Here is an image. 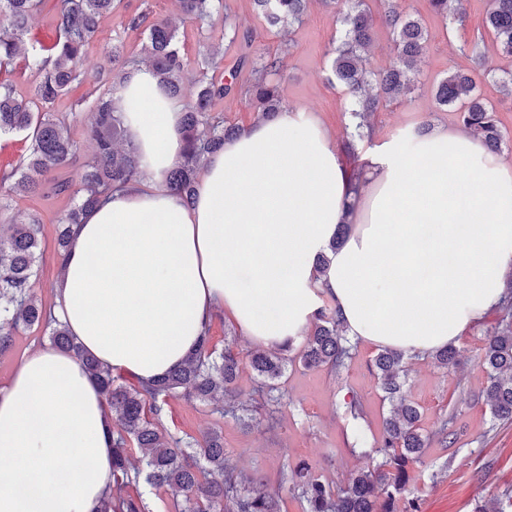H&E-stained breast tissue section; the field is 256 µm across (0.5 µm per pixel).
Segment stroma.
<instances>
[{
  "label": "stroma",
  "mask_w": 512,
  "mask_h": 512,
  "mask_svg": "<svg viewBox=\"0 0 512 512\" xmlns=\"http://www.w3.org/2000/svg\"><path fill=\"white\" fill-rule=\"evenodd\" d=\"M401 9L422 18L429 32L428 49L418 64V87L410 98L387 105L371 117L369 137L359 140L357 152L366 156L374 143L422 124L458 126L455 111L437 109L432 87L451 70H469L471 52H479L495 71H512V57L505 56L485 30L487 0H463V24L445 23L429 10L427 0H398ZM152 8L154 16L177 23L182 52L189 69H196L200 43L224 49L225 62L235 51L224 38V19L232 17L240 29L250 30L270 52L282 53L286 78L281 95L284 103L313 112L331 134L335 145L349 139L355 120L348 110L343 89L330 81L329 51L336 40V19L317 0H310L300 25L290 32L268 31L252 0H222L219 9L204 23L179 21L176 0H122L119 11L102 19L82 73L68 97L54 105L59 113L81 102L90 111L104 91L99 73L110 67L112 44L122 41L126 53H138L142 36L122 30L123 15ZM69 201L64 196L13 195L11 213L39 219L42 260L34 293L45 307L54 304V286L59 276L56 223ZM495 325L493 316L471 325L455 345L460 351L458 369L438 367L430 357L410 358L407 364L409 395L422 412L425 433L436 430L441 417L455 410L456 456L446 475L431 480L430 474L443 461L439 446L428 449L421 467L422 478L415 493L421 512H473L478 498H495L512 490V426H491V413L484 401L487 374L479 362L483 338ZM354 358L342 376L320 369L290 366L279 384L278 402H270L267 389L249 365H242L236 384L238 400L256 419L254 427L221 415L213 404L173 398L164 405L161 422L176 437L201 435L214 428L224 433V446L231 462L246 474L261 478L278 499L282 512H301L287 486L280 483L284 465L306 463L315 475L345 485L351 472L366 467L355 454V425L345 414L350 395L363 401L366 421L362 425L365 444L379 437L382 419L389 406L384 403L371 373L378 349L356 341Z\"/></svg>",
  "instance_id": "1"
}]
</instances>
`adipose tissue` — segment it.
I'll return each instance as SVG.
<instances>
[{"label": "adipose tissue", "mask_w": 512, "mask_h": 512, "mask_svg": "<svg viewBox=\"0 0 512 512\" xmlns=\"http://www.w3.org/2000/svg\"><path fill=\"white\" fill-rule=\"evenodd\" d=\"M116 105L141 178L73 225L54 304L112 370L163 375L220 309L253 342L283 346L326 303L347 336L424 355L512 290V165L469 130H403L369 153L356 192L320 120L286 105L207 157L189 207L167 186L181 103L143 66ZM0 449V512H100L112 495V414L54 346L28 352L0 388Z\"/></svg>", "instance_id": "adipose-tissue-1"}]
</instances>
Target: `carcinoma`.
<instances>
[{
	"mask_svg": "<svg viewBox=\"0 0 512 512\" xmlns=\"http://www.w3.org/2000/svg\"><path fill=\"white\" fill-rule=\"evenodd\" d=\"M218 0H177L181 15L203 23L217 10ZM310 0H253L266 26L281 29L301 21ZM336 14L340 27L333 49L331 71L352 98L351 114L361 119L382 106L398 102L416 87V63L427 49L428 33L420 19L403 13L397 0H384L382 23L393 37V59L382 70L367 67L365 50L373 41L374 17L365 0H321ZM462 0H428L430 11L443 20L464 21ZM120 0H57L55 41L47 54L32 50L28 65L40 74L34 98L16 96L9 85L0 84V134L25 133L31 139L30 153L10 175L0 180L6 194L67 195L75 203L58 219V251L69 246L71 225L80 224L114 188L138 180L137 156L124 142V133L114 107L123 79L141 62L154 69L166 94L180 97L185 62L177 29L143 10L124 17L125 31L143 34L137 57L123 54L121 42L112 44V96L97 99L87 116L94 141L90 162L84 165L78 184L48 174L69 166L78 151L69 124L51 108L66 95L79 77V69L94 41L100 20L112 14ZM39 0H0V66H8L24 45L28 23ZM488 32L503 54L512 55V0H488ZM224 38L240 46V53L224 76V55L206 49L200 54L197 93L184 106L185 148L181 164L168 176V188L190 205L195 183L208 154L224 147V141L240 128L224 125L213 113L215 102L241 98L263 120L276 118L281 110L280 85L284 77L279 56L260 52L255 35L240 31L224 17ZM467 72L447 74L437 84L435 102L453 107L460 122L481 136L492 149L501 146L507 134L500 126L493 105L477 95L478 82L493 75L482 55L472 56ZM36 221L14 215L9 234L0 235V353L12 348L15 336L34 326L45 325L53 344L69 352L95 378L113 413L112 497L101 512H149L138 494L121 489L140 481L159 488H172L181 495L177 512H280L278 501L264 484L243 474L228 462L221 433L209 431L201 438L176 439L161 423L163 405L183 395L200 402H216L221 414L241 418L235 405L234 384L240 369L234 340L217 350L205 336L199 349L182 365L163 377L128 387L118 382L112 369L87 354L52 313L33 296L34 277L40 255ZM493 330L484 336L480 364L488 375L484 399L493 425L512 424V291L496 310ZM458 350L450 344L435 351L442 368L458 366ZM353 358V346L338 312L320 308L305 336L302 352L288 357L286 349H260L249 354V364L268 386L276 382L288 364L298 361L307 368L327 367L339 371ZM404 353L381 349L373 358L372 374L384 399L391 405L380 436L364 454L376 461L357 471L347 485L336 487L309 472V468H283L281 480L303 506V512H421L413 486L421 479L417 465L429 444L422 432L421 412L405 390ZM143 452L145 466L133 463L131 445Z\"/></svg>",
	"mask_w": 512,
	"mask_h": 512,
	"instance_id": "obj_1",
	"label": "carcinoma"
}]
</instances>
